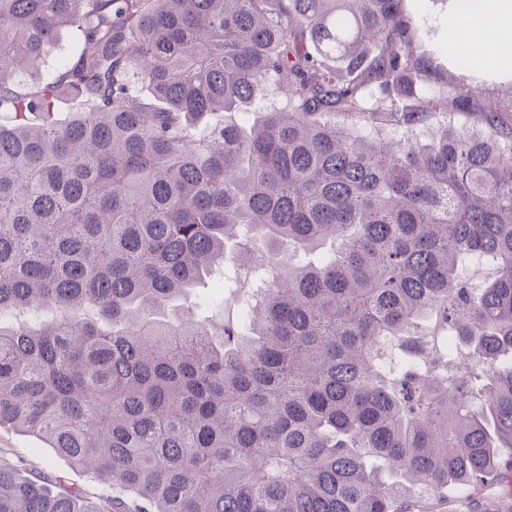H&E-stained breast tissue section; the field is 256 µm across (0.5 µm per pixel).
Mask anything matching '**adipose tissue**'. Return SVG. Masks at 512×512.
Here are the masks:
<instances>
[{
  "mask_svg": "<svg viewBox=\"0 0 512 512\" xmlns=\"http://www.w3.org/2000/svg\"><path fill=\"white\" fill-rule=\"evenodd\" d=\"M457 41L478 53L493 75L512 77V0H451Z\"/></svg>",
  "mask_w": 512,
  "mask_h": 512,
  "instance_id": "obj_1",
  "label": "adipose tissue"
}]
</instances>
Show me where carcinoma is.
I'll return each instance as SVG.
<instances>
[{
	"label": "carcinoma",
	"instance_id": "carcinoma-1",
	"mask_svg": "<svg viewBox=\"0 0 512 512\" xmlns=\"http://www.w3.org/2000/svg\"><path fill=\"white\" fill-rule=\"evenodd\" d=\"M64 27L77 60L29 81ZM448 54L453 77L404 0H0V428L109 490L0 465V512H418L512 484V98L482 105ZM228 255L264 283L247 321L162 312ZM432 313L473 364L383 360Z\"/></svg>",
	"mask_w": 512,
	"mask_h": 512
}]
</instances>
